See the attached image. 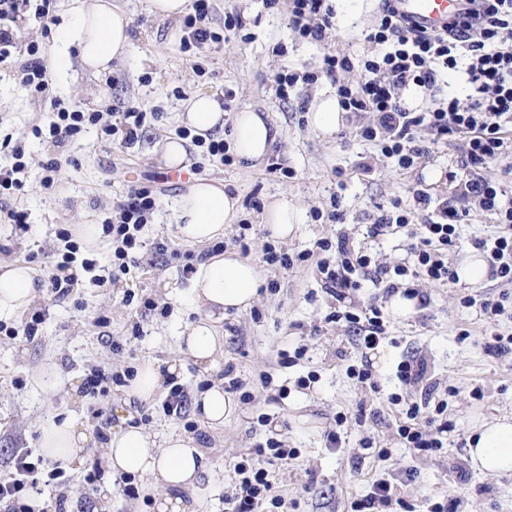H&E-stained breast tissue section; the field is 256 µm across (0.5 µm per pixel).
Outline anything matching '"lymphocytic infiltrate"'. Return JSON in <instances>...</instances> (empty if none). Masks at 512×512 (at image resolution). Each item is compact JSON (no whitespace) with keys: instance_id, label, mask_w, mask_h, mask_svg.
<instances>
[{"instance_id":"obj_1","label":"lymphocytic infiltrate","mask_w":512,"mask_h":512,"mask_svg":"<svg viewBox=\"0 0 512 512\" xmlns=\"http://www.w3.org/2000/svg\"><path fill=\"white\" fill-rule=\"evenodd\" d=\"M289 13L293 29L314 42L323 41L334 26V10L327 0H291ZM367 39L382 51L362 59L366 78L358 87L340 82L341 71L351 66L349 59L328 53L319 73L279 75L280 98H287L296 84H312L321 76L334 82L344 111L372 114V123L361 130L362 138L377 142L382 155L395 160L402 170L428 158L444 138L453 136L461 141L462 164L471 176L459 183L448 199L432 198L421 188L413 190L411 208L425 213L427 220L414 233L413 268L399 267L395 274L411 277L412 283L405 289L410 297L419 294L414 280H456L448 253L456 245L458 224L464 222L473 205L494 215L498 226L496 234L475 240L474 245L486 253L492 278L512 286V201L504 199L500 186L484 174L493 161L512 152V0H466L465 9L440 31L411 25L399 13L397 0H381ZM445 69L464 70L469 83L475 85L476 93L467 106L441 96L439 78ZM409 88L429 95L431 108L409 110L400 96ZM422 128L429 131V138L418 137ZM157 207L156 194L145 187L130 188L115 204L111 219L104 225L105 234L112 238V259L99 283L113 284L129 274L135 263L132 250L136 235ZM318 247L334 252L336 257L334 264L319 268L331 293L340 297L357 288L354 275L370 265V257L356 252L346 237L320 240ZM327 319L350 324L358 344L367 349L377 345L383 334L381 313L376 308L365 317L334 310ZM396 375L403 385L421 391L420 400L408 405L406 419L398 429L403 444L417 453L440 450L441 435L448 429L441 421L447 406L438 399L440 385L431 381L427 359L419 356L401 361ZM296 457L295 449L284 447L273 437L244 453L235 466L242 481L228 500L230 512H259L265 504L281 507L282 497L273 494L268 473L257 461ZM44 465L43 457L30 448L13 457L7 474L0 479V503H6V512H17L16 495L35 486ZM415 477V471L407 469L375 480L365 499L352 502L353 512H390L403 506L400 488Z\"/></svg>"}]
</instances>
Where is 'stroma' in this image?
<instances>
[{"label": "stroma", "instance_id": "1", "mask_svg": "<svg viewBox=\"0 0 512 512\" xmlns=\"http://www.w3.org/2000/svg\"><path fill=\"white\" fill-rule=\"evenodd\" d=\"M133 20V44L128 57L113 62L111 73L93 77L78 62L59 65V32L67 23L68 0H54L49 26L34 18L37 4L30 0L20 22L18 50L37 43L47 67L49 99L31 101L14 77V58L0 59V166L10 162L7 141L21 142L27 166L21 176L23 191L0 202V209L25 215L27 232L0 219V263H25L36 273L37 293L32 308L49 314L36 336L0 335V473L19 448H38L39 426L52 415L80 416L99 440H106L121 423L119 386H108L100 400L84 392L90 369L121 371L145 361L167 365L183 359L178 337L198 319L192 305V266L211 254V245L183 242L177 232L174 205L185 190L160 159V142L182 136L176 114L182 101L198 92H211L229 101V112L252 108L280 130L272 154L256 167L225 162L204 148L190 146V172L222 180L238 196L237 223L226 226L225 251L255 263L262 288L252 305L228 312L219 323L224 334L220 371L238 378L242 389L236 415L219 428L206 425L193 410V397L207 375L192 361H184L174 387L183 397L182 408L165 411L163 400L133 404L136 423L163 438L189 435L203 449L210 468L194 492L197 512H226L224 498L235 493L234 465L240 455L265 443L283 440L298 457L288 464L266 463L275 491L284 500L282 512H351L372 482L391 471L416 469L417 477L401 488L413 512L434 507L455 512H512V475H488L469 470L459 480L456 469L467 467L466 438L476 415L512 412V356L487 351L480 308L487 299H503L505 312L496 322L499 333L512 334V286L484 277L476 285L459 282H421L425 305H412L403 316L391 308L385 286L364 282L351 291L345 305L378 307L386 322L379 345L361 354L344 324L327 322L336 307L322 281L318 264L320 240L348 235L355 249L372 265L394 269L409 260L406 234L371 237L368 230L391 213L394 200L410 202L413 188L432 197L452 195L446 172L465 176L455 143H439L421 166L403 171L380 157L378 147L363 140L348 113H341L336 132L325 137L308 122L314 103L336 92L335 84L319 79L294 87L279 98L276 77L284 70L315 71L327 52L359 58L372 46L367 35L377 11V0H333L335 27L328 39L311 42L291 28L288 4L279 0L267 8L265 0H212L211 28L220 42L203 49L183 50L184 21L151 15L147 0H114ZM244 16L241 30H228V15ZM101 111L100 125L89 127L78 139L54 148L35 128H48L56 105ZM146 112V121L134 142L122 134L106 135L104 126L118 124L129 108ZM57 156L58 181L43 188L42 163ZM155 191L160 205L140 233L135 251L138 264L113 285L94 283L79 272L71 296L56 302L49 278L59 234L78 224H102L111 217L114 202L130 187ZM298 205L301 221L296 234L272 240L264 214L281 196ZM339 201L343 222L329 221L332 201ZM498 229L491 215L472 209L459 227L460 243L449 260L460 266L475 251L474 239ZM295 256L288 270H275L264 261L268 244ZM307 261H298V254ZM155 309L144 307L145 300ZM302 350L293 364L283 353ZM428 358L434 381L448 388V423L443 447L417 456L404 447L396 429L405 419L406 402L419 390L402 387L396 378L399 362L410 355ZM368 360L370 383L352 378L347 368ZM54 365L49 387L35 386L36 372ZM399 395L393 403L391 395ZM267 422H260V415ZM306 424H299V417ZM338 433L331 447L329 433ZM101 451L87 448L83 464L52 480L42 495V512H54L64 497V512H94L98 502L109 512H153L152 497L133 498L126 479L108 480L101 468ZM90 484L82 497L77 489Z\"/></svg>", "mask_w": 512, "mask_h": 512}]
</instances>
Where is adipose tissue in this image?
I'll list each match as a JSON object with an SVG mask.
<instances>
[{
	"instance_id": "obj_1",
	"label": "adipose tissue",
	"mask_w": 512,
	"mask_h": 512,
	"mask_svg": "<svg viewBox=\"0 0 512 512\" xmlns=\"http://www.w3.org/2000/svg\"><path fill=\"white\" fill-rule=\"evenodd\" d=\"M72 22L61 44L76 47L81 66L92 76L111 72L113 61L126 56L131 45V16L112 0H73ZM225 112L217 95L200 92L187 99L177 115L191 136L208 138L223 132ZM279 137L278 128L259 112L246 108L233 118L231 151L237 161L254 163L270 153ZM238 200L223 181L192 178L175 204L180 237L189 243L206 244L222 237L234 223ZM259 272L255 264L229 253H215L197 265L192 288L205 313L188 325L181 336L183 353L202 370H214L224 354V336L217 323L228 311L249 307L257 296ZM36 294L35 273L24 263L0 264V318L25 310ZM178 364L160 368L140 364L123 387L127 400L151 402L165 387L168 377L179 376ZM194 408L209 425L222 426L238 411L236 401L220 380L200 390ZM92 437L77 417L47 418L41 425L39 447L47 459L69 467L80 461ZM467 452L474 468L491 475L512 473V414L477 421L467 439ZM102 463L111 478H132L154 498L156 512H193L186 499L210 463L197 442L172 435L160 440L141 426L130 423L112 430L102 443Z\"/></svg>"
}]
</instances>
